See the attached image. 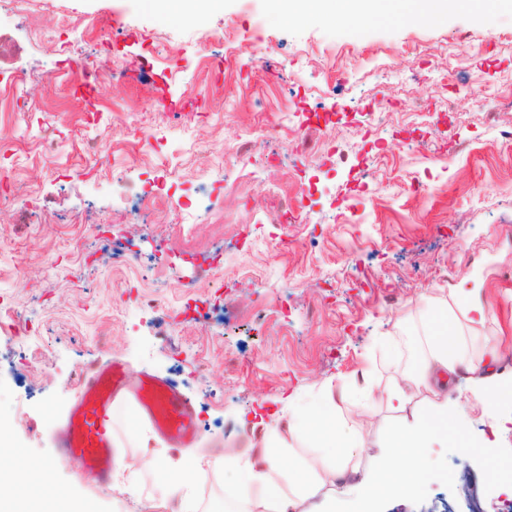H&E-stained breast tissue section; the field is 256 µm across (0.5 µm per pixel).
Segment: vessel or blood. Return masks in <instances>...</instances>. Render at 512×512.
I'll use <instances>...</instances> for the list:
<instances>
[{"mask_svg": "<svg viewBox=\"0 0 512 512\" xmlns=\"http://www.w3.org/2000/svg\"><path fill=\"white\" fill-rule=\"evenodd\" d=\"M121 402L144 415L172 446L188 448L200 438L190 400L164 380L147 374L130 384L127 367L118 359L87 367L57 447L62 456L79 459L95 481L107 480L117 463L111 415Z\"/></svg>", "mask_w": 512, "mask_h": 512, "instance_id": "b4317fda", "label": "vessel or blood"}]
</instances>
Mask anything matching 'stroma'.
<instances>
[{
	"label": "stroma",
	"instance_id": "obj_1",
	"mask_svg": "<svg viewBox=\"0 0 512 512\" xmlns=\"http://www.w3.org/2000/svg\"><path fill=\"white\" fill-rule=\"evenodd\" d=\"M352 27L364 40L336 45ZM87 65L129 79L84 102L73 90ZM15 73L19 90L0 88L9 445L97 512H179L157 468L200 459L191 492L206 512L236 497L233 463L263 447L287 399L308 409L332 391L343 429L371 442L428 412L421 390L402 413L381 398L424 358L425 310L444 302L469 359L449 388L464 432L429 449L427 480L388 509L445 500L469 512L473 495L500 512L512 434L491 462L456 446L491 435L474 380L512 373V148L498 137L512 108L488 98L512 84L511 8L481 0L424 23L280 17L269 0H224L164 19L148 0H30L0 25V78ZM381 100L392 112L369 122ZM273 122L284 161L249 177L231 158L237 138ZM299 192L300 222L282 223V198ZM476 296L481 323L466 315ZM114 357L189 395L202 436L174 448L146 424L136 437L117 409L119 482L100 485L58 454L56 434L85 367ZM219 457L227 467H213Z\"/></svg>",
	"mask_w": 512,
	"mask_h": 512
}]
</instances>
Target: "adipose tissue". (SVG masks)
Here are the masks:
<instances>
[{
    "label": "adipose tissue",
    "mask_w": 512,
    "mask_h": 512,
    "mask_svg": "<svg viewBox=\"0 0 512 512\" xmlns=\"http://www.w3.org/2000/svg\"><path fill=\"white\" fill-rule=\"evenodd\" d=\"M474 0H270L273 12L280 16L312 10L336 11L346 18H389L442 22L449 12L472 5ZM439 327L427 339L428 352L422 364L407 379L412 385L441 393L448 387L462 355V339L454 329L447 308L433 309ZM455 408L436 404L409 427L396 430L381 456L375 458L364 480L355 487L352 512H385L386 506L410 496L425 476V450L433 445L447 446L448 427L458 424ZM289 432L305 433L325 455L297 472L295 478L282 480L281 466L271 449H262L259 461H238L239 490L254 493L256 512H288L293 499L315 491L316 476L336 469L333 448H356L359 440L339 428L332 393H324L317 406L289 419ZM50 475L42 464L26 462L23 471L0 476V512H89L77 506L65 490L47 491Z\"/></svg>",
    "instance_id": "adipose-tissue-1"
}]
</instances>
